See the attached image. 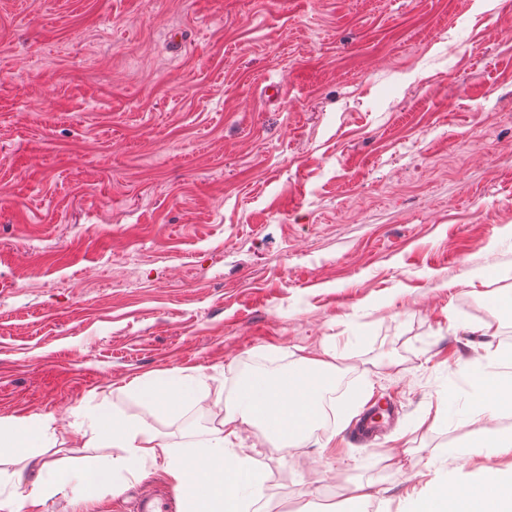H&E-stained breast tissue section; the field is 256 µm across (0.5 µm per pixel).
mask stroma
I'll list each match as a JSON object with an SVG mask.
<instances>
[{
    "instance_id": "stroma-1",
    "label": "stroma",
    "mask_w": 512,
    "mask_h": 512,
    "mask_svg": "<svg viewBox=\"0 0 512 512\" xmlns=\"http://www.w3.org/2000/svg\"><path fill=\"white\" fill-rule=\"evenodd\" d=\"M282 90L268 98L266 85ZM512 0H0V420L107 409L178 446L251 364L337 354L336 414L261 457L267 512H406L512 471ZM497 332L481 335L484 325ZM203 373L161 415L134 380ZM380 438L346 429L375 394ZM480 385L478 397L475 402L477 414L492 415L497 407L508 402L512 403V377L494 375H480L476 379ZM492 456L512 455V431H494L482 438L480 444Z\"/></svg>"
}]
</instances>
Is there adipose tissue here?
<instances>
[{"label": "adipose tissue", "instance_id": "ef3b65f1", "mask_svg": "<svg viewBox=\"0 0 512 512\" xmlns=\"http://www.w3.org/2000/svg\"><path fill=\"white\" fill-rule=\"evenodd\" d=\"M335 377L333 363L304 357L275 376H256L226 397L219 426L177 447L139 420L97 410L87 416V445L98 449V456L74 458L61 471L40 454L50 441L51 418L0 422V458L20 456L31 464L29 478L19 481L11 495H0V512H47L48 500L66 489L81 502L94 501L106 485L117 495L152 467L161 469L178 491V512H244L246 503L263 498L265 479L258 467L262 451L246 445L243 426L260 428L272 447H300L322 427ZM202 384V376L174 370L138 380L130 390L170 414L205 401ZM410 512H512V474L489 471L474 483L431 485L412 498Z\"/></svg>", "mask_w": 512, "mask_h": 512}]
</instances>
